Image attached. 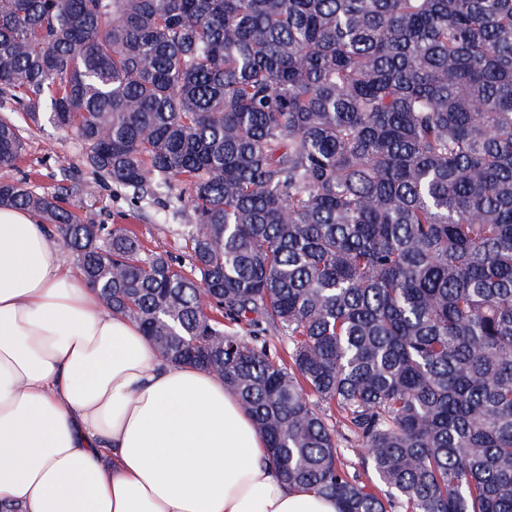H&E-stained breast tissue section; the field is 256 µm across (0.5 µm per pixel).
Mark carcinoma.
I'll use <instances>...</instances> for the list:
<instances>
[{
    "instance_id": "cac0c4a2",
    "label": "carcinoma",
    "mask_w": 512,
    "mask_h": 512,
    "mask_svg": "<svg viewBox=\"0 0 512 512\" xmlns=\"http://www.w3.org/2000/svg\"><path fill=\"white\" fill-rule=\"evenodd\" d=\"M0 93L74 134L87 194L182 182L187 270L25 182L0 205L224 379L288 484L512 512V0H0ZM23 150L1 117L0 169Z\"/></svg>"
}]
</instances>
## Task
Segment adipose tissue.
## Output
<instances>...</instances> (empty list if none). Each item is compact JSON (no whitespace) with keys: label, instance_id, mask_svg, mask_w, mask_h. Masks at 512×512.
Wrapping results in <instances>:
<instances>
[{"label":"adipose tissue","instance_id":"obj_1","mask_svg":"<svg viewBox=\"0 0 512 512\" xmlns=\"http://www.w3.org/2000/svg\"><path fill=\"white\" fill-rule=\"evenodd\" d=\"M19 512H338L288 486L221 378L162 361L32 212L0 207V503Z\"/></svg>","mask_w":512,"mask_h":512}]
</instances>
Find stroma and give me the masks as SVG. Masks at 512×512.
<instances>
[{
  "mask_svg": "<svg viewBox=\"0 0 512 512\" xmlns=\"http://www.w3.org/2000/svg\"><path fill=\"white\" fill-rule=\"evenodd\" d=\"M26 152L18 171L0 169V180L16 173L29 175L30 187L39 193L63 194L64 205L88 224H121L130 227L148 249L170 254L187 262L189 249L183 226L189 223V205L181 196L180 185H173L166 204H132L128 190L103 184L94 194L79 191V184L90 181L80 144L68 132L45 125H23ZM69 193H62V186Z\"/></svg>",
  "mask_w": 512,
  "mask_h": 512,
  "instance_id": "35a3bbf8",
  "label": "stroma"
}]
</instances>
